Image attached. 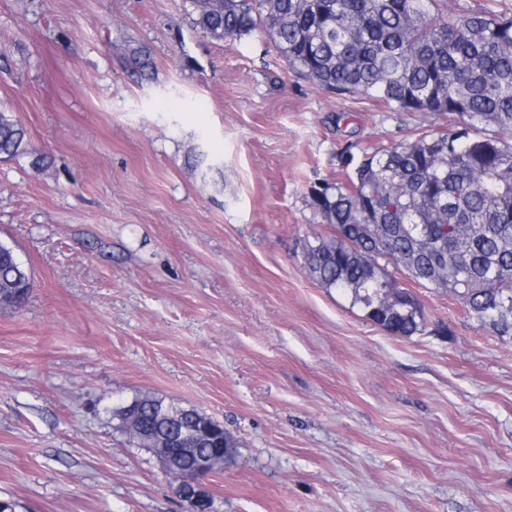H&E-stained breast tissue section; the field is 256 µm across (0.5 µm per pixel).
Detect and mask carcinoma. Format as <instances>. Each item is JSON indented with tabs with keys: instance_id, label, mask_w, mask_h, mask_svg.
I'll use <instances>...</instances> for the list:
<instances>
[{
	"instance_id": "cac0c4a2",
	"label": "carcinoma",
	"mask_w": 512,
	"mask_h": 512,
	"mask_svg": "<svg viewBox=\"0 0 512 512\" xmlns=\"http://www.w3.org/2000/svg\"><path fill=\"white\" fill-rule=\"evenodd\" d=\"M191 27L206 37L259 35L302 78L393 112L459 116L462 128L342 160L340 175L311 187L309 205L326 231L302 246L321 287L351 296L376 324L400 336L423 331L422 305L389 267L442 290L512 341V15L443 17L438 0H189ZM28 152L26 130L0 111V156ZM424 224L445 245L432 255L407 232ZM31 272L0 248V304H22ZM138 448L194 419L230 448L218 420L154 395L113 410Z\"/></svg>"
}]
</instances>
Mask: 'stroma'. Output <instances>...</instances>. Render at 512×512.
I'll return each instance as SVG.
<instances>
[{
  "instance_id": "1",
  "label": "stroma",
  "mask_w": 512,
  "mask_h": 512,
  "mask_svg": "<svg viewBox=\"0 0 512 512\" xmlns=\"http://www.w3.org/2000/svg\"><path fill=\"white\" fill-rule=\"evenodd\" d=\"M186 0H0V500L187 512L112 416L139 394L221 421L212 512H512V341L453 296L394 336L303 264L340 152L448 130L287 72L268 40L192 30ZM153 67L132 70L133 50ZM26 130L9 115L0 111V156L15 158L28 153ZM16 252L5 244L0 249V304L17 306L22 304L31 288V272L18 264ZM22 288L25 291H22ZM21 291L20 295L17 292Z\"/></svg>"
}]
</instances>
